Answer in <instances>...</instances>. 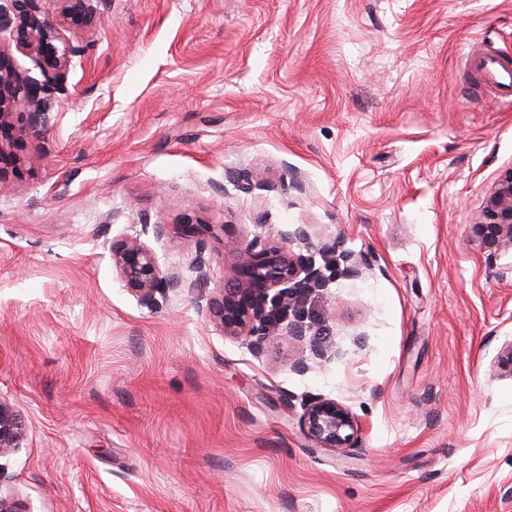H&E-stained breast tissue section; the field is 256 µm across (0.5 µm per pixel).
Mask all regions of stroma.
I'll list each match as a JSON object with an SVG mask.
<instances>
[{
    "instance_id": "obj_1",
    "label": "stroma",
    "mask_w": 512,
    "mask_h": 512,
    "mask_svg": "<svg viewBox=\"0 0 512 512\" xmlns=\"http://www.w3.org/2000/svg\"><path fill=\"white\" fill-rule=\"evenodd\" d=\"M97 9L0 190V403L23 422L0 494L26 512H512V379L492 370L512 274L475 232L512 171V110L466 65L488 40L512 53V0ZM284 233L322 285L295 335L254 349L208 303L233 243ZM135 237L183 277L149 307L112 263ZM320 398L361 426L348 456L300 428Z\"/></svg>"
}]
</instances>
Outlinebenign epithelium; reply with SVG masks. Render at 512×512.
I'll return each mask as SVG.
<instances>
[{"label":"benign epithelium","mask_w":512,"mask_h":512,"mask_svg":"<svg viewBox=\"0 0 512 512\" xmlns=\"http://www.w3.org/2000/svg\"><path fill=\"white\" fill-rule=\"evenodd\" d=\"M42 0H0V35L8 34L15 49L29 57L39 77L21 75L12 58L0 49V165L16 158L5 150L4 141L13 136L42 139L53 125L52 96L66 86L75 59L84 56L86 46L75 44L63 34L68 22L94 28L101 22L92 0H58L59 19L50 21ZM28 104L25 122L14 123L16 103ZM490 222L478 227V237L497 254H512V172L505 176L488 209ZM112 261L124 286L143 306H150L160 289L182 285L180 273L164 269L155 253L138 239L112 243ZM321 274L310 261L294 255L288 238L262 244L256 240L239 248L237 279L219 289L209 303V313L222 333L256 348L280 339V325L273 323L276 306L283 298L299 295L320 285ZM500 374L512 377V338L505 341L494 362ZM306 437L318 448H330L343 455L358 446V421L341 402L323 398L309 404L302 421ZM20 425L0 403V456L17 447Z\"/></svg>","instance_id":"1"}]
</instances>
